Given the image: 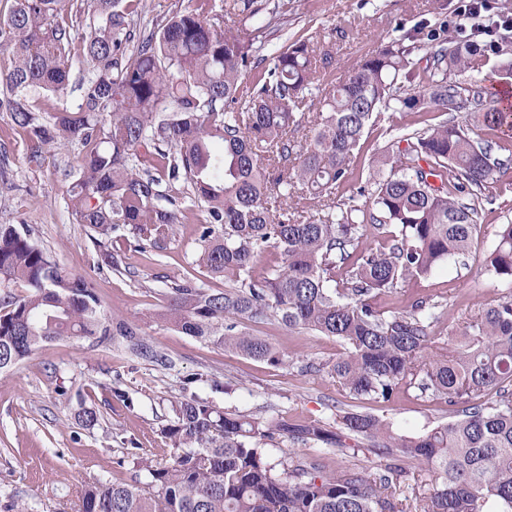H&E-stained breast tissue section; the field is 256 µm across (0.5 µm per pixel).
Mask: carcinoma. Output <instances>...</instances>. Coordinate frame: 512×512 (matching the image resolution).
Instances as JSON below:
<instances>
[{
  "instance_id": "obj_1",
  "label": "carcinoma",
  "mask_w": 512,
  "mask_h": 512,
  "mask_svg": "<svg viewBox=\"0 0 512 512\" xmlns=\"http://www.w3.org/2000/svg\"><path fill=\"white\" fill-rule=\"evenodd\" d=\"M289 4L234 0V9L264 21ZM74 6L93 19L84 34L65 19ZM137 8L136 0H11L0 21V107L36 157L81 146V163L64 169L73 179L68 207L97 234L98 261L117 270L131 247L163 249L188 198L205 212L198 252L148 321L274 366L285 356L251 324L332 336L342 345L336 360L305 370L326 372L370 403L416 388L448 405L453 420L406 435L379 415L339 406L325 420L296 423L181 400L162 428L170 460L141 462L144 487L96 481L78 512H512V291L440 350L432 329L443 301L377 302L470 250L482 194L512 164L507 110L485 109L487 87L453 79L478 67L477 40H449L445 24L421 22L336 82L331 51L299 37L247 83L253 43L214 27L216 0H195L146 35L131 27ZM424 40L422 68L412 52ZM76 59L89 78L70 106L61 94ZM36 89L56 97L48 116L32 99ZM314 90L322 110L310 118L300 107ZM392 104L418 114L464 110L499 134L502 154L444 118L389 143L378 160L389 173L369 176L364 203L336 199L373 115ZM306 127L302 144L296 133ZM495 237L485 267L512 282V224ZM271 250L277 263L256 273ZM198 273L227 286L205 288ZM18 285L25 294L13 292ZM0 289V374L65 337L117 336L130 354L162 360L135 328L109 323L97 291L60 267L26 224H0ZM280 439L304 452L278 472L266 445ZM311 448L389 462L373 473L357 464L333 473ZM413 463L428 466L434 485L408 496Z\"/></svg>"
}]
</instances>
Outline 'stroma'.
<instances>
[{
	"label": "stroma",
	"instance_id": "stroma-1",
	"mask_svg": "<svg viewBox=\"0 0 512 512\" xmlns=\"http://www.w3.org/2000/svg\"><path fill=\"white\" fill-rule=\"evenodd\" d=\"M458 0H291L284 19L258 29L232 9L214 16L217 28H235L253 40L257 58L275 52L298 36H315L332 46L334 78H343L362 57L387 45L398 27L431 24L452 17ZM412 112L383 109L362 153L350 163L355 182L340 186L341 198L365 185L372 165L390 140L389 129L418 128ZM80 154L72 143L54 158H33L21 132L12 130L8 112L0 110V224L29 225L39 243L68 271L83 276L100 293L109 316L138 328L157 351L158 360L129 356L111 343L67 338L39 347L14 371L0 374V512H75L85 486L100 476L114 482H145L134 459L169 460L172 448L161 433L183 398L198 397L228 410L291 420L328 418L334 406H357L338 391L327 373L299 366L274 367L187 336L171 326L149 323L148 312L163 303L168 286L189 270L199 247L195 232L200 206H187L186 222L163 251L129 252L122 271L97 263L91 231L67 207L68 182L60 169ZM470 252L438 267L426 279L380 296L387 307L406 304L413 294L439 296L446 302L433 328L436 346L452 342L478 305L490 302L512 285L491 277L484 260L495 244L498 225L512 222V171L498 175L486 190ZM288 356L318 363L334 361L341 346L334 337L291 331L277 323L252 325ZM124 398H117V391ZM98 409L99 425L77 420L81 406ZM375 414L403 431L448 422L446 405L418 390L373 405ZM136 455H128L129 447Z\"/></svg>",
	"mask_w": 512,
	"mask_h": 512
}]
</instances>
